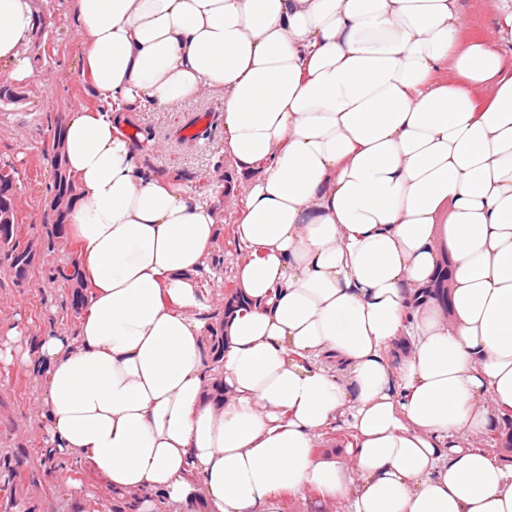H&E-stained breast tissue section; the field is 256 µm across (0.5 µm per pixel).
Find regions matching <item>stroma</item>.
Wrapping results in <instances>:
<instances>
[{
    "mask_svg": "<svg viewBox=\"0 0 512 512\" xmlns=\"http://www.w3.org/2000/svg\"><path fill=\"white\" fill-rule=\"evenodd\" d=\"M36 25L41 39L30 40L26 52L33 58V74L23 82L10 80L0 64V87L20 95L18 103L0 112V159L18 169L16 193L20 200L18 219L21 242L43 237V215L52 181L51 162L44 152L50 142L57 113L72 114L76 105H92L94 93L81 79V49L76 41V17L72 0H36ZM147 163L161 174L182 175L184 183L196 185L200 172H207L213 185L228 186L234 171L225 159L224 101L201 96L175 107L142 110L127 117ZM198 134L191 145L182 136ZM235 213L225 210L214 250L199 274L203 284L201 302L212 306L224 296V283L232 279L238 256L231 235ZM73 243L56 242L52 253L34 266L25 287H17L11 276L0 273V322L16 324L27 336L61 331L76 335L80 317L71 308L72 291L48 279L50 266L67 262ZM39 390L28 370L0 363V476L16 471L27 494L36 500L38 512H77L76 496L59 485L61 465L49 461L40 438V422L32 408Z\"/></svg>",
    "mask_w": 512,
    "mask_h": 512,
    "instance_id": "35a3bbf8",
    "label": "stroma"
}]
</instances>
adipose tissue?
Returning <instances> with one entry per match:
<instances>
[{"label":"adipose tissue","mask_w":512,"mask_h":512,"mask_svg":"<svg viewBox=\"0 0 512 512\" xmlns=\"http://www.w3.org/2000/svg\"><path fill=\"white\" fill-rule=\"evenodd\" d=\"M489 2L470 38L460 0H75L99 97L65 133L85 308L73 336L0 323L52 456L129 512H512L486 445L512 440V0ZM33 30L31 0H0L11 80ZM205 93L247 299L214 326L219 215L126 123Z\"/></svg>","instance_id":"adipose-tissue-1"}]
</instances>
